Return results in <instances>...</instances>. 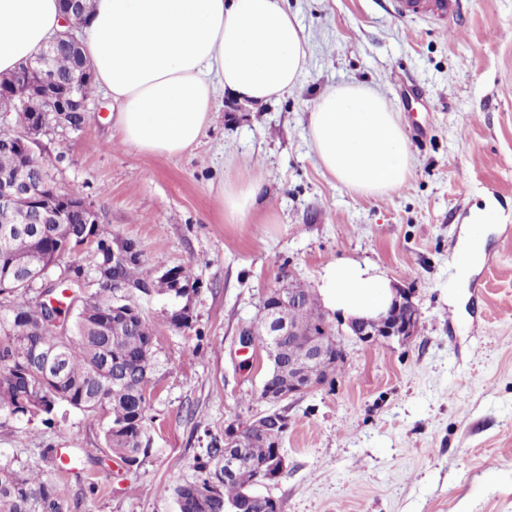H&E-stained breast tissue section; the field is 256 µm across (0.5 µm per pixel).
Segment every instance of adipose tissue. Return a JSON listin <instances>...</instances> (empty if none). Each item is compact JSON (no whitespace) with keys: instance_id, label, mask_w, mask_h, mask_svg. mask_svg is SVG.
I'll list each match as a JSON object with an SVG mask.
<instances>
[{"instance_id":"obj_1","label":"adipose tissue","mask_w":512,"mask_h":512,"mask_svg":"<svg viewBox=\"0 0 512 512\" xmlns=\"http://www.w3.org/2000/svg\"><path fill=\"white\" fill-rule=\"evenodd\" d=\"M61 28L58 0H0V73ZM82 40L121 142L168 156L197 143L217 90L267 102L295 87L307 64L283 0H94ZM309 134L322 167L352 190L383 197L407 179V139L378 90L343 84L322 93ZM322 293L348 318L375 316L394 296L384 275L351 260L325 268Z\"/></svg>"}]
</instances>
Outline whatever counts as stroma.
<instances>
[{
  "mask_svg": "<svg viewBox=\"0 0 512 512\" xmlns=\"http://www.w3.org/2000/svg\"><path fill=\"white\" fill-rule=\"evenodd\" d=\"M284 5L307 46L298 86L265 103L218 93L191 150L120 144L98 87L82 129L40 136L61 191L136 241L156 274L188 272L193 327L170 325L173 296L140 298L159 364L136 464L111 454L99 417L66 404L51 425L0 427V456L35 469L39 449L75 448L82 470L58 478L67 512H177L164 490L193 478L211 438L272 409L265 353L239 344L265 292L286 278L320 290L326 266L351 259L410 290L418 332L361 343L325 309L343 368L280 403L286 469L255 493L280 512H512V0H464L448 32L398 18L394 0ZM345 83L377 88L407 137V181L385 197L340 184L311 142L316 98ZM256 177L255 205L229 219L224 191Z\"/></svg>",
  "mask_w": 512,
  "mask_h": 512,
  "instance_id": "obj_1",
  "label": "stroma"
}]
</instances>
